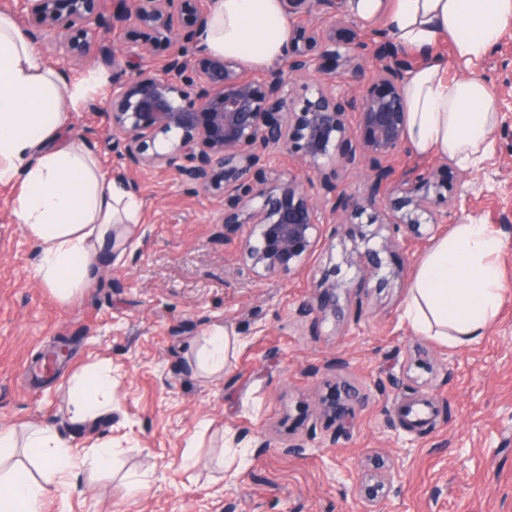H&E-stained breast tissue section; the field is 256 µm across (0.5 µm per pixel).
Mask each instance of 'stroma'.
I'll return each mask as SVG.
<instances>
[{
  "label": "stroma",
  "mask_w": 512,
  "mask_h": 512,
  "mask_svg": "<svg viewBox=\"0 0 512 512\" xmlns=\"http://www.w3.org/2000/svg\"><path fill=\"white\" fill-rule=\"evenodd\" d=\"M437 51L448 75H476L502 111L484 162L442 167L439 157L403 155L394 166L437 169L455 197L447 223L429 236L406 234L388 255L403 280L369 289L361 312L339 291V314L299 317L320 272L341 258L344 234L322 241L296 274L257 278L240 258L245 229H224L218 198L171 171L123 170L106 113L112 68L93 58L68 85L87 88L70 136L106 176L124 172L142 209L133 242L100 272L94 288L58 300L37 272V248L15 213L17 187L0 184V428L24 437L53 428L72 454L111 444L105 471L71 470L43 512H363L351 490L393 475L381 512H512V26L466 69ZM485 224L503 241L495 263L506 288L484 336L450 347L404 317L410 284L437 240L459 224ZM213 324L240 342L224 371L202 376L192 342ZM70 357L49 379L34 358L58 338ZM345 369H335V360ZM112 372L111 411L72 417L81 375ZM350 387L355 426L340 430L321 413L329 385ZM425 419L410 430L404 406ZM302 452L284 455L281 447ZM143 479L146 491L129 483Z\"/></svg>",
  "instance_id": "obj_1"
}]
</instances>
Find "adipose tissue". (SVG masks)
Wrapping results in <instances>:
<instances>
[{
	"mask_svg": "<svg viewBox=\"0 0 512 512\" xmlns=\"http://www.w3.org/2000/svg\"><path fill=\"white\" fill-rule=\"evenodd\" d=\"M363 25L384 23L395 44L411 51L434 50L449 41L455 60L471 65L485 57L512 24V0H347ZM290 28L281 0H210L204 44L215 55L259 70L284 57ZM407 135L422 155L450 157L460 167H478L497 122L490 88L479 77L449 78L431 59L414 69L405 85ZM80 87H66L46 70L35 45L7 14L0 13V183L18 185L16 213L41 248L42 284L67 300L94 286L113 241L130 239L139 197L117 179H105L92 155L66 140L71 107L84 102ZM501 241L484 224H460L422 260L405 306L415 331L451 346L483 335L495 319L504 288L493 262ZM222 326H211L197 357L210 375L223 371L238 345ZM112 375L88 374L75 398L80 419L97 416L109 402ZM43 460L40 477L14 470L0 486V512H42L73 463L64 441L35 426L24 442ZM0 429V465L18 444Z\"/></svg>",
	"mask_w": 512,
	"mask_h": 512,
	"instance_id": "1",
	"label": "adipose tissue"
}]
</instances>
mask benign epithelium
<instances>
[{
	"label": "benign epithelium",
	"instance_id": "1",
	"mask_svg": "<svg viewBox=\"0 0 512 512\" xmlns=\"http://www.w3.org/2000/svg\"><path fill=\"white\" fill-rule=\"evenodd\" d=\"M346 0H282L285 15L300 19L280 65L259 76L231 57L206 52L201 37L209 13L202 0H112V20L130 23L147 38L133 48L110 39L102 0H18L14 12L33 41L56 38L61 72L101 54L112 65L104 108L121 135L118 156L128 168H162L182 182L221 199L224 227L248 225L244 262L258 277L286 276L303 267L320 245L323 224H350L354 245L343 262L360 272L355 306L370 282L385 288L400 270H386L385 255L400 246L404 229L448 223L452 196L433 169L395 175L389 164L408 152L404 84L417 59L381 29L368 40L336 35L317 15L345 18ZM170 53L149 67L138 63L153 43ZM375 65H367V59ZM358 89L336 88V78ZM163 135L168 143L156 147ZM287 151L311 176H283L271 165ZM366 170L351 188L339 173ZM340 267L322 271L316 303L302 317L338 311ZM68 345L52 346L47 370L68 360ZM325 411L353 425L346 402Z\"/></svg>",
	"mask_w": 512,
	"mask_h": 512
}]
</instances>
